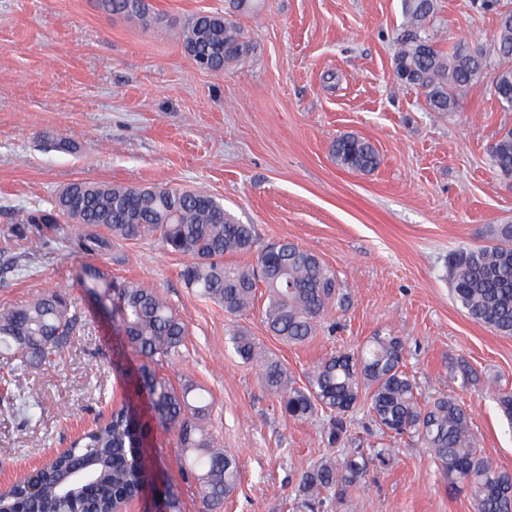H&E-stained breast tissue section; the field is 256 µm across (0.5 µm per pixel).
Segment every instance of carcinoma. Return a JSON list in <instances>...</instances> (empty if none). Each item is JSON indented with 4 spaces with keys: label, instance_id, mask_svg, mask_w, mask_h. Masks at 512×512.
<instances>
[{
    "label": "carcinoma",
    "instance_id": "carcinoma-1",
    "mask_svg": "<svg viewBox=\"0 0 512 512\" xmlns=\"http://www.w3.org/2000/svg\"><path fill=\"white\" fill-rule=\"evenodd\" d=\"M111 15H143L145 0H99ZM435 0H403L405 34L395 54L396 78L421 90L431 110L453 112L460 97L482 80L491 67L479 44L443 51L427 28ZM496 13V72L491 91L501 107H512V6L505 0L481 3ZM193 60L209 69L245 61L251 44L244 31L219 14L195 16L183 34ZM487 153L502 177L512 179V129L500 132ZM336 163L370 172L379 165L367 141L343 135L333 145ZM65 214L81 225L74 237L77 252L102 258L120 240L154 236L163 250L187 254L193 261L181 273L185 285L199 296L239 315L253 306L258 283L267 302L263 322L285 343L301 344L316 335L324 314L347 297L337 290L336 270L316 253L290 241L270 243L251 265H235L224 257L248 254L255 246L254 228L240 223L208 191L180 187L156 188L76 181L68 184L49 210L30 217L32 224H55ZM455 303L474 322L502 336H512V224H497L490 243L462 247L449 261ZM78 280L98 306L112 312L126 343L141 357L134 371L136 386L145 391L158 423L177 431L184 471L197 486L199 512H223L224 501L240 483L235 456L215 445L205 427L212 401L187 381L174 386L160 369L185 356L188 335L182 318L156 289L137 281L117 280L98 265L80 268ZM79 323L67 294L37 295L23 305L0 308V364L12 371L31 372L69 344ZM233 352L259 367L265 390L282 413L303 420L328 413L326 441L330 447L349 436L347 415L360 397L382 432L417 438L438 467L448 489L469 490L474 512H512V473L501 471L474 446L471 417L450 395L422 404L416 384L404 370L405 344L390 332L378 333L353 352L321 360L296 385L288 369L270 357L243 332L229 337ZM20 401L24 419L37 403L6 393V408ZM149 432L130 404L77 436L70 447L53 456L28 483H15L0 496V509L15 512H69V497H93L94 512H114L149 483L150 471L136 459ZM370 461L356 453L342 461L323 454L304 471L290 498L293 512H321L326 500L343 502L361 484Z\"/></svg>",
    "mask_w": 512,
    "mask_h": 512
}]
</instances>
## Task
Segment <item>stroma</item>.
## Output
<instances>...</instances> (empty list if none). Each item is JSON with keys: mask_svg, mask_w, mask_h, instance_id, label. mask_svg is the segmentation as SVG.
<instances>
[{"mask_svg": "<svg viewBox=\"0 0 512 512\" xmlns=\"http://www.w3.org/2000/svg\"><path fill=\"white\" fill-rule=\"evenodd\" d=\"M147 2L149 22L107 14L98 0H0V307L61 287L80 317L60 356L12 384L35 395L36 416L0 409V487L126 400L152 430L142 448L151 480L124 512H159L170 486L185 512L200 508L176 431L155 425L130 375L138 356L77 280L87 259L72 245L76 224L60 216L37 256L13 233L68 183L86 180L205 188L253 225L257 246L288 240L318 253L350 294L316 336L292 345L267 331L264 296L242 315L225 313L185 287L189 257L164 253L155 238L120 241L107 261L113 277L166 295L187 326L185 360L163 373L214 400L210 429L241 465L224 512H288L300 474L325 449L372 459L366 481L328 512H473L466 494L449 493L424 448L382 433L365 405L350 415L351 441L326 447V416L281 414L258 369L226 340L247 332L302 385L320 359L395 330L421 399L453 395L472 413L477 448L512 472V424L492 398L512 391V337L469 319L448 277L452 252L486 244L491 226L512 223V186L486 151L512 129V110L486 80L447 113L401 84L392 67L401 0H252L246 9L236 0ZM201 13L231 16L244 29L254 46L245 63L219 73L195 65L182 31ZM432 32L443 48L478 42L490 52L497 16L476 0H436ZM343 134L375 146L374 171L336 164L331 146ZM460 358L479 383L456 378ZM382 448L393 451L383 463L375 459Z\"/></svg>", "mask_w": 512, "mask_h": 512, "instance_id": "35a3bbf8", "label": "stroma"}]
</instances>
